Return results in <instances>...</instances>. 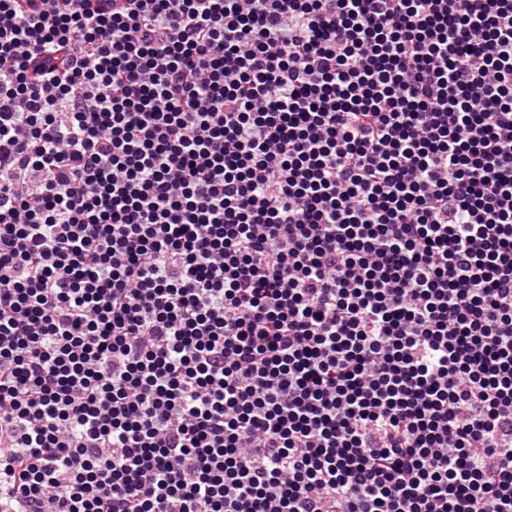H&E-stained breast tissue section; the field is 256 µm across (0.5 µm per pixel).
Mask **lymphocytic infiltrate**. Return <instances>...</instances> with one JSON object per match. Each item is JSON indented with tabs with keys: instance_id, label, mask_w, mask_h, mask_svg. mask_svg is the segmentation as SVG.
<instances>
[{
	"instance_id": "1",
	"label": "lymphocytic infiltrate",
	"mask_w": 512,
	"mask_h": 512,
	"mask_svg": "<svg viewBox=\"0 0 512 512\" xmlns=\"http://www.w3.org/2000/svg\"><path fill=\"white\" fill-rule=\"evenodd\" d=\"M0 512H512V0H0Z\"/></svg>"
}]
</instances>
